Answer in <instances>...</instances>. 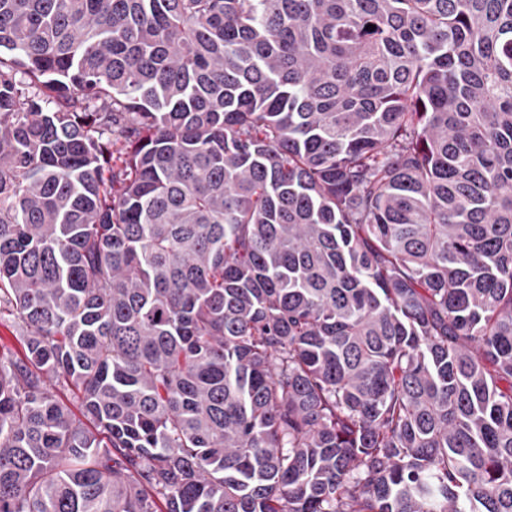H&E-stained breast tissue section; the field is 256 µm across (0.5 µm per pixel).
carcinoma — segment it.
I'll use <instances>...</instances> for the list:
<instances>
[{
	"mask_svg": "<svg viewBox=\"0 0 512 512\" xmlns=\"http://www.w3.org/2000/svg\"><path fill=\"white\" fill-rule=\"evenodd\" d=\"M2 316L0 512H512V0H0Z\"/></svg>",
	"mask_w": 512,
	"mask_h": 512,
	"instance_id": "cac0c4a2",
	"label": "carcinoma"
}]
</instances>
